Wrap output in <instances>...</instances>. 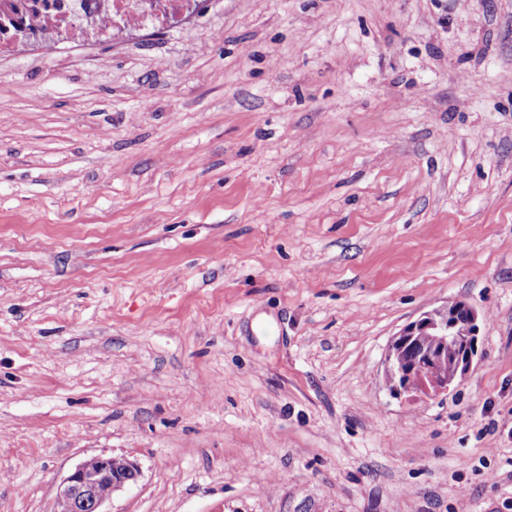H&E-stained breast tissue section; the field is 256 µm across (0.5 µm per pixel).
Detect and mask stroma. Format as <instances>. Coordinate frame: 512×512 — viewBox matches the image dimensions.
<instances>
[{"label":"stroma","instance_id":"1","mask_svg":"<svg viewBox=\"0 0 512 512\" xmlns=\"http://www.w3.org/2000/svg\"><path fill=\"white\" fill-rule=\"evenodd\" d=\"M463 300L478 355L390 394ZM512 500V0H216L0 55V512ZM478 322L476 308L465 301H457L425 312L416 321L406 325L393 337L385 353L386 382L389 386L395 379L415 378L414 368L419 371L420 381L400 389L393 386L391 391L396 395L405 392L437 394L448 392L452 384L460 383L478 355ZM415 336H422L417 344L420 349L430 346L426 337L429 336L432 349L427 353L416 354L412 359L402 360L399 350ZM450 358L458 361L457 366L452 360L448 361ZM120 467L117 470L116 467ZM140 476L136 463L124 457L91 456L79 463L60 483L53 512H107L112 494Z\"/></svg>","mask_w":512,"mask_h":512}]
</instances>
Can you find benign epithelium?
<instances>
[{
	"label": "benign epithelium",
	"mask_w": 512,
	"mask_h": 512,
	"mask_svg": "<svg viewBox=\"0 0 512 512\" xmlns=\"http://www.w3.org/2000/svg\"><path fill=\"white\" fill-rule=\"evenodd\" d=\"M416 336H428L432 349L403 360L399 350ZM479 314L465 301H457L425 312L406 325L391 340L384 358L386 382L411 378L419 371V383L391 388L394 394L448 391L461 382L478 355ZM457 361L453 377H448V360ZM140 476L136 463L110 455L91 456L79 463L60 483L53 512H105L112 494Z\"/></svg>",
	"instance_id": "7a95c632"
}]
</instances>
